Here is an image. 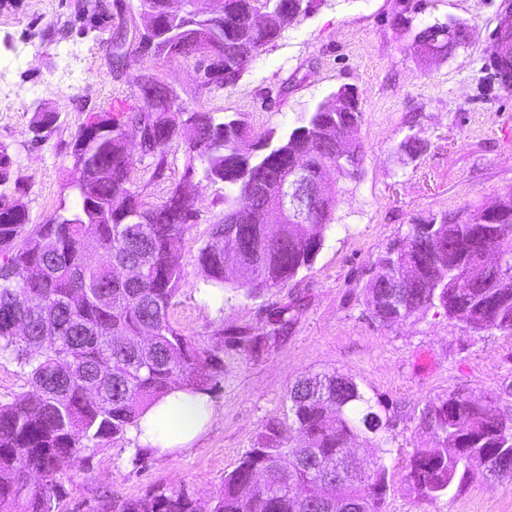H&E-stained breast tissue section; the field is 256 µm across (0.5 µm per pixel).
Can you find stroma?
Listing matches in <instances>:
<instances>
[{"label": "stroma", "instance_id": "stroma-1", "mask_svg": "<svg viewBox=\"0 0 512 512\" xmlns=\"http://www.w3.org/2000/svg\"><path fill=\"white\" fill-rule=\"evenodd\" d=\"M77 0H0V85L33 95L0 97V144L11 158L6 193H18L30 223L59 205H77L69 186L72 143L87 112L110 102L133 103L144 70L175 87L184 107L241 112L253 136L302 125L316 105L343 85L360 94L362 167L336 181V207L311 269L285 288L244 298L207 293L197 255L210 224L224 212L223 184H201L195 216L174 244L184 284L170 308L173 322L204 347H221L222 365L207 387L216 418L192 448L172 458L127 456L129 440L90 448L61 479L64 512H89L110 493L137 498L153 490L184 491L205 500L256 443L264 422L288 412L296 378L336 372L355 378L390 419L383 439L389 487L383 512H512V472L474 475L435 500L407 481L415 449L436 447L421 423L426 404L452 392L484 394L512 414V336L475 333L427 312L384 326L373 321L363 286L387 244L406 236L415 219L470 206L487 207L512 187V93L487 68L491 34L504 0H318L284 28L233 86L198 90L193 62L131 54L113 70L106 44L69 32ZM453 20L472 39L450 56L426 60L417 32ZM32 43L33 55L15 53ZM56 112L53 134L34 141L35 109ZM425 142L412 158L406 136ZM186 146L174 142L161 177L150 158H136L131 178L149 205L165 201L180 182ZM266 337L261 350L234 342L235 329Z\"/></svg>", "mask_w": 512, "mask_h": 512}]
</instances>
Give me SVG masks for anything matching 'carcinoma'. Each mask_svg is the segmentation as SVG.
Instances as JSON below:
<instances>
[{"label":"carcinoma","mask_w":512,"mask_h":512,"mask_svg":"<svg viewBox=\"0 0 512 512\" xmlns=\"http://www.w3.org/2000/svg\"><path fill=\"white\" fill-rule=\"evenodd\" d=\"M317 0H224L222 16L208 0H138L145 32L130 39L125 33L109 38L113 64L125 59L127 40L136 49L170 60H196L200 88L234 85L247 65L273 43L292 20L258 28L253 17L280 13L286 4L302 5L306 15ZM78 34L101 30L112 16L85 0L77 14ZM497 78L512 75V33L500 39L491 61ZM136 80L140 105L124 111L91 112L81 124L73 146H82L81 163H72L71 187L79 206L60 209L41 224H28L24 205L0 192V359L15 364L30 390L13 401H0V512H63L61 482L70 463L89 443L123 440L139 416L155 400L175 388L203 389L221 359L173 324L172 300L182 289L180 257L169 252L195 213V191L206 181L222 183L224 213L199 248L197 263L210 288L247 298L284 288L300 271L309 269L321 251L333 221L335 205H317L306 223H270L278 211L281 183L301 161L312 177L336 165L333 141L345 129H357L360 101L353 97L336 111L326 96L306 124L286 134L274 131L249 139L244 114L188 111L185 123L195 137L185 140L187 164L182 181L165 201L145 205L131 179L133 157L129 135L139 139L143 155L164 170L167 150L185 136L167 126L165 113L147 111L153 93L164 81L152 71ZM55 112H36L35 137L51 132ZM202 168H197L195 161ZM363 161L362 146L338 174L355 177ZM251 195L255 209L241 212L239 198ZM470 208L441 211L411 225L403 241L387 247L364 285L373 320L383 325L432 308L455 313V320L478 332L512 335V288L498 287L512 271V188L502 195L501 210L483 224H469ZM230 215L236 225L237 251L225 246ZM442 235L446 249L431 250L429 240ZM98 243V258L86 257L85 239ZM485 249L502 255V264L486 266L478 255ZM139 266L130 282L112 279V264ZM405 264L419 268L420 281L392 299L391 274ZM42 277L32 280L30 268ZM26 321L19 335L13 320ZM98 380L103 397H86L89 379ZM288 422L268 421L237 465L224 474L219 493L207 501L184 492L149 493L119 499L100 496L90 512H329L313 492L319 476L338 475L336 466L359 436L375 439L368 473L331 485V498L341 495L354 512H381L388 480L380 446L388 418L371 403L354 378L315 374L288 390ZM422 424L439 441L437 448H418L407 466L411 489L426 499L449 493L473 472L512 471V416L489 397L470 400L451 394L427 405ZM266 473L264 487L254 471ZM33 471L40 482L22 493L19 473Z\"/></svg>","instance_id":"carcinoma-1"}]
</instances>
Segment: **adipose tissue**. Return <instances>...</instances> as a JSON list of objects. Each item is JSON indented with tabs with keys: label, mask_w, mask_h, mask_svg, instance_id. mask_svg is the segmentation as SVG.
I'll use <instances>...</instances> for the list:
<instances>
[{
	"label": "adipose tissue",
	"mask_w": 512,
	"mask_h": 512,
	"mask_svg": "<svg viewBox=\"0 0 512 512\" xmlns=\"http://www.w3.org/2000/svg\"><path fill=\"white\" fill-rule=\"evenodd\" d=\"M215 407L205 392L177 388L150 406L136 427L128 455L163 457L190 447L213 424Z\"/></svg>",
	"instance_id": "obj_1"
}]
</instances>
